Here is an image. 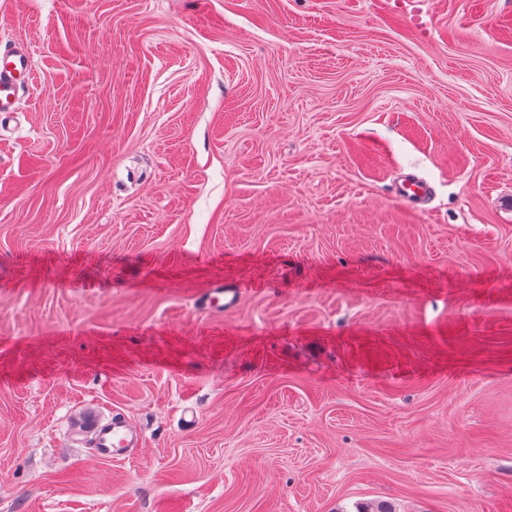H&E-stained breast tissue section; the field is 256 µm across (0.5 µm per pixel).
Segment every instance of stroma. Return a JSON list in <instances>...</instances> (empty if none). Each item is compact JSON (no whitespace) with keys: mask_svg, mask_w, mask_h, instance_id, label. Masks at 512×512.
Masks as SVG:
<instances>
[{"mask_svg":"<svg viewBox=\"0 0 512 512\" xmlns=\"http://www.w3.org/2000/svg\"><path fill=\"white\" fill-rule=\"evenodd\" d=\"M1 41L0 512H512V0H0ZM32 59L27 48L0 45V120L14 114L19 90L30 79ZM394 190L401 201L410 202L414 205L423 203L429 193L426 182L414 176L403 178ZM210 288L206 290L200 297L201 305L204 309L224 312V310H230L236 300V290L227 288ZM220 295H224V303H220ZM142 435L125 420L113 418L95 431L94 451L111 461H125L141 446Z\"/></svg>","mask_w":512,"mask_h":512,"instance_id":"stroma-1","label":"stroma"}]
</instances>
